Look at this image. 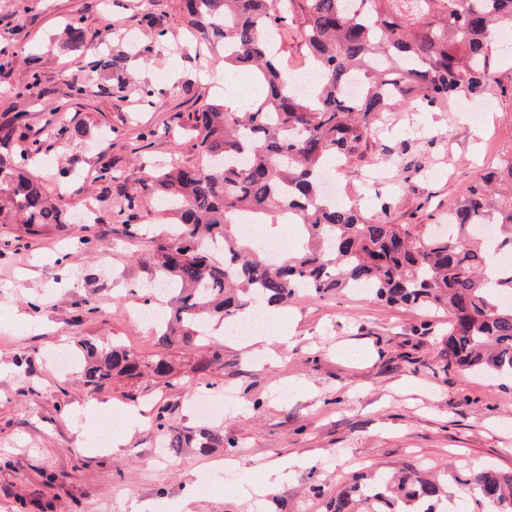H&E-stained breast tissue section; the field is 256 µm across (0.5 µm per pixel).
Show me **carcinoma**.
I'll use <instances>...</instances> for the list:
<instances>
[{"mask_svg":"<svg viewBox=\"0 0 512 512\" xmlns=\"http://www.w3.org/2000/svg\"><path fill=\"white\" fill-rule=\"evenodd\" d=\"M184 11L224 67L253 71L256 92L234 109L214 102L188 113L201 164L171 160L141 180L140 191L159 199L178 225L177 239L158 242L153 254L159 278L172 284L158 344L191 346L202 341L203 320H240L301 289L323 297L363 288L388 305L447 311L443 368L511 379L512 263L498 257L512 256V153L467 186L441 237L382 224L355 201L336 202L325 177L327 162L355 154L386 108L446 111L463 96L487 93L512 0H184ZM290 24L318 73L304 93L293 89L269 38ZM69 32L77 48L98 38L77 22ZM352 81L361 86L356 98L346 94ZM17 120L0 114V224H65L62 202L26 170L41 143L15 148ZM487 222L495 226L491 240L478 230ZM245 224H293L299 242L288 256L274 255L243 232ZM209 348L201 369L224 366V345ZM85 351L81 377L93 388L115 375L168 368L165 356L146 365L123 345ZM156 426L174 454L232 444L217 430L172 424L163 411ZM472 493L495 512H512V471L357 472L331 512H421L423 503L451 500L465 512Z\"/></svg>","mask_w":512,"mask_h":512,"instance_id":"carcinoma-1","label":"carcinoma"}]
</instances>
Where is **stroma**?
<instances>
[{"instance_id":"obj_1","label":"stroma","mask_w":512,"mask_h":512,"mask_svg":"<svg viewBox=\"0 0 512 512\" xmlns=\"http://www.w3.org/2000/svg\"><path fill=\"white\" fill-rule=\"evenodd\" d=\"M151 23H144V16ZM99 32L97 51L70 46L68 23ZM106 58L110 68H93ZM39 74L38 91L19 90ZM82 94H74L73 83ZM223 65L190 36L182 0H5L0 5V113L39 140L31 169L68 205L69 221L0 224V512H327L352 475L404 463L512 471V381L443 368L448 315L386 306L358 293L295 295L278 313L291 330L276 359L246 341L224 343V366L198 371L204 347L174 345L159 376L112 379L93 390L79 370L56 372L53 354L79 342L119 341L151 361L155 328L133 317L157 272L168 216L140 193L144 163L196 165L180 117L234 95ZM486 100L448 111L384 113L368 145L332 175L341 198L374 220L442 232L448 209L498 155L512 152V47L499 51ZM151 87V102L141 90ZM111 166L115 181L100 180ZM137 192L126 210L124 196ZM96 210L83 220L85 204ZM89 245H82V238ZM232 396L210 421L194 393ZM224 431L231 446L201 456L161 453L155 416ZM113 418L118 452L82 448L86 415ZM291 458L303 465L268 484ZM202 487L191 490L193 472ZM268 484L265 496L249 490Z\"/></svg>"}]
</instances>
